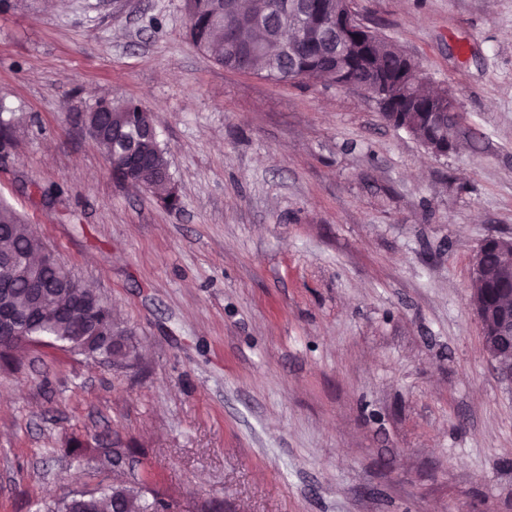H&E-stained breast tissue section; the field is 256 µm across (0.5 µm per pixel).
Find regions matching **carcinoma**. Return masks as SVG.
Masks as SVG:
<instances>
[{
    "label": "carcinoma",
    "instance_id": "1",
    "mask_svg": "<svg viewBox=\"0 0 512 512\" xmlns=\"http://www.w3.org/2000/svg\"><path fill=\"white\" fill-rule=\"evenodd\" d=\"M286 0H184L192 43L224 68L233 71L263 72L277 81L296 78L341 86L367 88L375 94L373 102L391 123L403 124L423 143L445 152L457 150L448 138V124L433 126L431 112H446L454 105L448 91L427 90L410 80L405 70L406 53L396 43L360 25V30L333 35L329 26L336 17L349 11V0H312L313 11L304 20L284 13ZM287 24L301 39L290 45V52L276 51L271 40L281 24ZM96 136L93 142L108 161L116 165L129 153L147 154L153 166L139 175L138 185L149 190H163V202L171 207L178 197L167 189L169 182L160 178L168 167L165 150L144 125L151 114L133 101H99L90 107ZM45 247L30 226L9 206L0 205V286L13 289L16 312L33 321V336H49L70 345L71 351L91 360L105 356L108 346L87 343L84 319L61 317L51 321L33 315L28 303L21 265L8 259L32 260ZM482 262L495 269L512 256L501 252L493 241L480 250ZM48 301L55 305L74 304L94 310L96 326L116 339L117 344L136 350L131 335L112 307L85 292L64 273V265L44 272ZM112 484L95 495V512H166L170 504L151 488L147 476L126 482L112 472ZM73 496L67 494L38 505L36 512H73Z\"/></svg>",
    "mask_w": 512,
    "mask_h": 512
}]
</instances>
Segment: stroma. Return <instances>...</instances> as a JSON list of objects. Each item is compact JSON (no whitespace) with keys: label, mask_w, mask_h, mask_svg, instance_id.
<instances>
[{"label":"stroma","mask_w":512,"mask_h":512,"mask_svg":"<svg viewBox=\"0 0 512 512\" xmlns=\"http://www.w3.org/2000/svg\"><path fill=\"white\" fill-rule=\"evenodd\" d=\"M463 116L437 157L334 85L225 69L183 0H0V203L134 335L116 371L0 367V512L111 483L135 444L171 512H512V382L470 304L512 237V0H352ZM151 113L181 206L117 180L81 123Z\"/></svg>","instance_id":"1"}]
</instances>
